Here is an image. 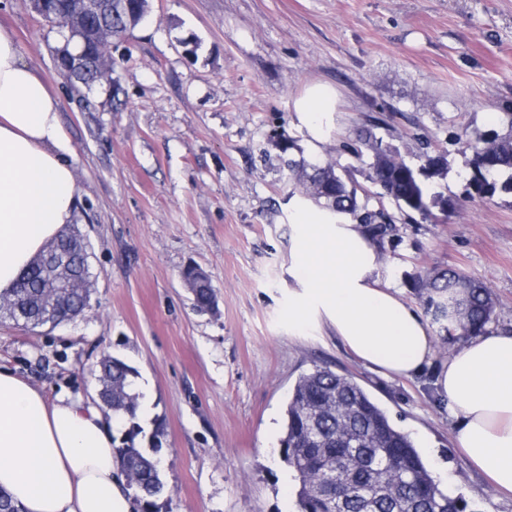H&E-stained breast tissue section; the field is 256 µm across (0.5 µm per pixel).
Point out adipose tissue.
I'll return each mask as SVG.
<instances>
[{"label": "adipose tissue", "instance_id": "adipose-tissue-1", "mask_svg": "<svg viewBox=\"0 0 512 512\" xmlns=\"http://www.w3.org/2000/svg\"><path fill=\"white\" fill-rule=\"evenodd\" d=\"M336 92L310 84L292 104L310 148L337 128ZM61 103L13 36L0 28V294L78 215L73 150ZM290 319L325 325L364 364L411 379L435 366L434 386L455 420V441L503 493L512 494V332L488 329L434 360L423 313L380 276V248L368 228L296 194ZM116 420L98 398L43 392L0 369V489L20 512H134L113 454Z\"/></svg>", "mask_w": 512, "mask_h": 512}]
</instances>
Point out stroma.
<instances>
[{
    "mask_svg": "<svg viewBox=\"0 0 512 512\" xmlns=\"http://www.w3.org/2000/svg\"><path fill=\"white\" fill-rule=\"evenodd\" d=\"M0 27L61 102L96 277L72 321L0 319V367L51 399L94 396L101 355L134 367L141 424L164 429L160 512H297L279 440L296 381L319 366L352 375L470 512H512L456 449L432 369L391 380L328 328L289 327L282 207L294 188L275 147L350 165L358 131L376 124L407 160L447 152L455 211L443 224L398 215L381 277L414 305L407 274L462 269L489 282L493 326L511 332L512 196L463 198L455 138L512 112V0H150L90 90L58 73L66 33L28 0H0ZM316 81L335 88L342 119L314 152L292 102ZM191 264L211 280V311L182 279Z\"/></svg>",
    "mask_w": 512,
    "mask_h": 512,
    "instance_id": "35a3bbf8",
    "label": "stroma"
}]
</instances>
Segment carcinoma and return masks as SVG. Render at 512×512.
<instances>
[{"instance_id":"carcinoma-1","label":"carcinoma","mask_w":512,"mask_h":512,"mask_svg":"<svg viewBox=\"0 0 512 512\" xmlns=\"http://www.w3.org/2000/svg\"><path fill=\"white\" fill-rule=\"evenodd\" d=\"M58 24L68 32L67 44L56 49L81 66L68 72L67 79L86 87L97 82L95 69L106 56L109 42L57 0ZM128 10L124 0L104 4L97 24L112 30L119 39L148 15L149 0H133ZM77 42L80 50L69 49ZM507 132H475L465 143L471 157L470 177L465 191L475 198L496 193L512 195V113H503ZM364 149L354 158L367 167L372 191L351 177L348 168L331 159L286 162L294 188L316 203L349 214L365 224L380 244L396 236L392 205L399 212L413 211L433 218L437 208L443 216L455 210V202L435 190V180L448 173L445 154L424 153L421 163L405 159L398 147L368 127L359 135ZM369 155H364L363 150ZM375 204H370V201ZM90 243L76 229L61 234L23 273L11 295L0 297V316L33 328L45 325L50 295L57 279L70 283L63 300V314L75 317L88 304L82 285L93 277ZM182 278L196 284L191 289L194 306L208 311L215 303L210 279L198 278L197 267L189 266ZM410 288L433 320L440 324L439 340L480 334L494 321L496 301L483 279L458 268H440L408 275ZM137 371L109 356L99 363L98 395L112 415L122 419L117 430L120 459L127 486L139 512H159L157 499L165 493L160 478L159 449L146 444L160 442L161 426L152 434L137 419L135 409L143 397L137 390ZM282 462L295 482L299 512H465L467 504L442 488L432 476L409 434L402 431L353 378L321 367L303 374L289 396L283 437Z\"/></svg>"}]
</instances>
